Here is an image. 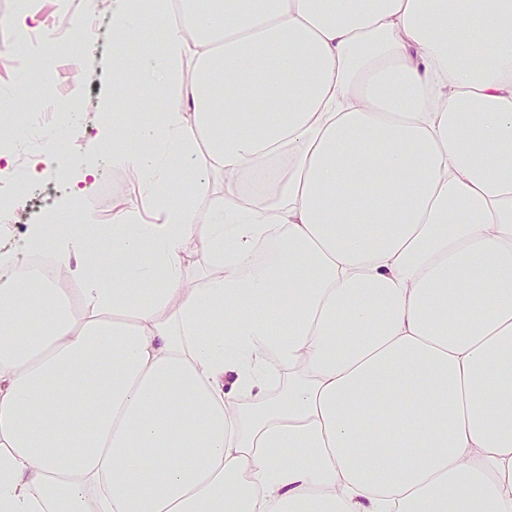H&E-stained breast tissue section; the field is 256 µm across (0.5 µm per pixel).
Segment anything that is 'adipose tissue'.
<instances>
[{"instance_id": "obj_1", "label": "adipose tissue", "mask_w": 512, "mask_h": 512, "mask_svg": "<svg viewBox=\"0 0 512 512\" xmlns=\"http://www.w3.org/2000/svg\"><path fill=\"white\" fill-rule=\"evenodd\" d=\"M113 2L147 207L108 288L82 228L23 245L77 292L0 252V512H512V0ZM19 271L23 275L36 274L40 278L54 283L57 288H68L72 285L66 272L51 260L48 252L32 256L24 268Z\"/></svg>"}]
</instances>
